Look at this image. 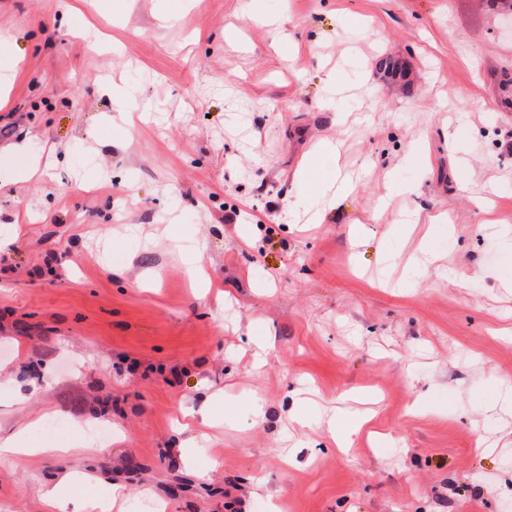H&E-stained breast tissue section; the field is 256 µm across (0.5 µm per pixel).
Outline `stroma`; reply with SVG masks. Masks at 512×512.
I'll return each instance as SVG.
<instances>
[{"instance_id":"stroma-1","label":"stroma","mask_w":512,"mask_h":512,"mask_svg":"<svg viewBox=\"0 0 512 512\" xmlns=\"http://www.w3.org/2000/svg\"><path fill=\"white\" fill-rule=\"evenodd\" d=\"M111 2L0 0V432L69 423L0 456V512L75 474L104 512H512V35L480 0Z\"/></svg>"}]
</instances>
